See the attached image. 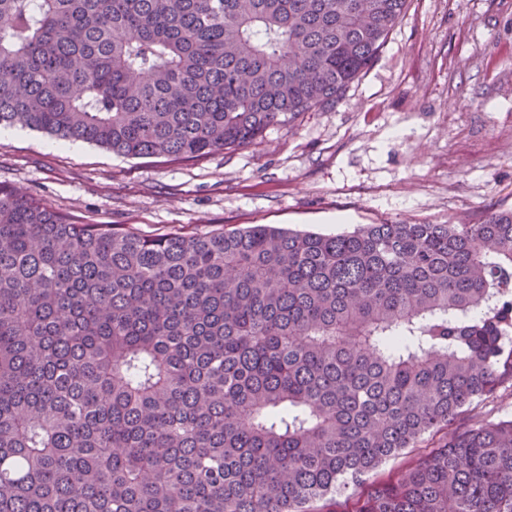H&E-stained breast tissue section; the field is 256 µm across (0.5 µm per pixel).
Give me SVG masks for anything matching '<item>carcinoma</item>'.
<instances>
[{
  "mask_svg": "<svg viewBox=\"0 0 512 512\" xmlns=\"http://www.w3.org/2000/svg\"><path fill=\"white\" fill-rule=\"evenodd\" d=\"M407 0H0V126L130 158L338 104ZM512 388V211L144 236L0 187V512H317ZM353 512H512V416Z\"/></svg>",
  "mask_w": 512,
  "mask_h": 512,
  "instance_id": "obj_1",
  "label": "carcinoma"
}]
</instances>
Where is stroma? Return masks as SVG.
Segmentation results:
<instances>
[{
	"label": "stroma",
	"mask_w": 512,
	"mask_h": 512,
	"mask_svg": "<svg viewBox=\"0 0 512 512\" xmlns=\"http://www.w3.org/2000/svg\"><path fill=\"white\" fill-rule=\"evenodd\" d=\"M0 185L72 223L146 236L481 223L512 210V0H408L336 106L199 160L127 158L10 128Z\"/></svg>",
	"instance_id": "obj_1"
}]
</instances>
